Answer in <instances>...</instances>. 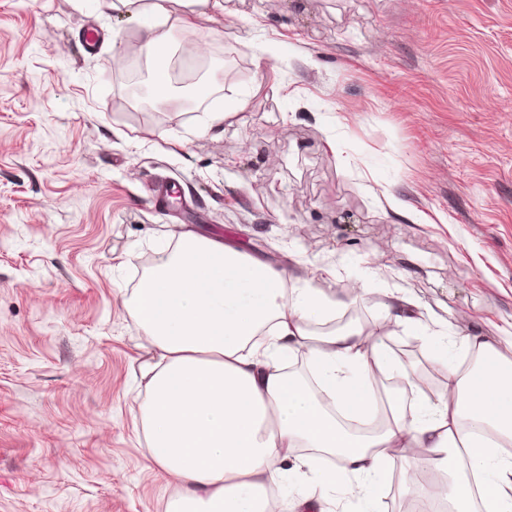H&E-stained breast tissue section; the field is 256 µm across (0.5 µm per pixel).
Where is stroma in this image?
Wrapping results in <instances>:
<instances>
[{
  "label": "stroma",
  "instance_id": "35a3bbf8",
  "mask_svg": "<svg viewBox=\"0 0 512 512\" xmlns=\"http://www.w3.org/2000/svg\"><path fill=\"white\" fill-rule=\"evenodd\" d=\"M112 2L0 0V512L176 497L125 301L187 230L287 265L358 327L406 295L422 322L389 351L434 392L427 333L512 340V0H175L171 50L210 63L190 109L129 92L112 59L143 22ZM411 460L391 450L384 512H408Z\"/></svg>",
  "mask_w": 512,
  "mask_h": 512
}]
</instances>
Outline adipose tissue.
Returning <instances> with one entry per match:
<instances>
[{
	"label": "adipose tissue",
	"mask_w": 512,
	"mask_h": 512,
	"mask_svg": "<svg viewBox=\"0 0 512 512\" xmlns=\"http://www.w3.org/2000/svg\"><path fill=\"white\" fill-rule=\"evenodd\" d=\"M287 269L188 232L160 251L126 302L145 363L143 421L148 452L179 482L167 512H275V457L313 449L301 460L318 481L302 507L356 484L361 512H378L389 482L390 449L421 448L423 465L445 484L425 494L419 512L442 500L448 512H512V359L477 335L434 332L446 388L430 402L412 371L372 329L314 335L343 304L312 286L287 288ZM303 352L317 384L288 373ZM477 359L465 371L460 357ZM373 420L346 431L328 404Z\"/></svg>",
	"instance_id": "ef3b65f1"
}]
</instances>
